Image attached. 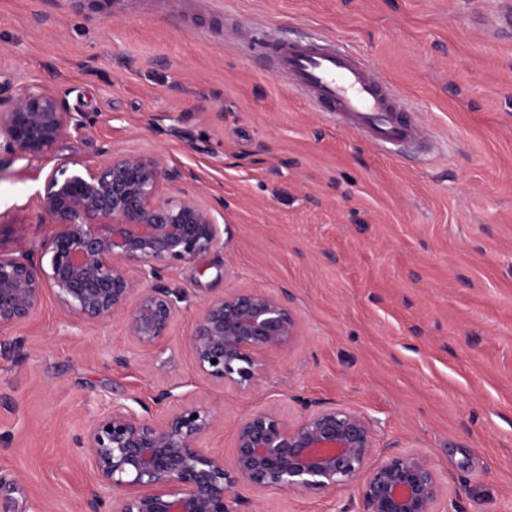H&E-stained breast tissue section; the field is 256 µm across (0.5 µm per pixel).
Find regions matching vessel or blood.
<instances>
[{
  "mask_svg": "<svg viewBox=\"0 0 512 512\" xmlns=\"http://www.w3.org/2000/svg\"><path fill=\"white\" fill-rule=\"evenodd\" d=\"M274 73L379 145L415 140L417 126L385 81L356 55L322 41L272 42Z\"/></svg>",
  "mask_w": 512,
  "mask_h": 512,
  "instance_id": "obj_1",
  "label": "vessel or blood"
}]
</instances>
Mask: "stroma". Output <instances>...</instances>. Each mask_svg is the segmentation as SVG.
Returning a JSON list of instances; mask_svg holds the SVG:
<instances>
[{"label":"stroma","instance_id":"1","mask_svg":"<svg viewBox=\"0 0 512 512\" xmlns=\"http://www.w3.org/2000/svg\"><path fill=\"white\" fill-rule=\"evenodd\" d=\"M318 32L410 100L419 139L383 153L269 72L264 40ZM0 67L88 115L50 157L0 159V251L41 255L46 176L112 150L230 204L226 246L167 272L182 300L157 351L50 294L0 335V512H80L96 479L77 435L119 396L168 415L152 397L174 384L223 413L207 450L231 452L255 410L335 402L370 419L376 449L426 453L463 491L445 512H512V0H0ZM235 288L288 291L300 320L250 392L199 376L188 341ZM238 494V512L346 503Z\"/></svg>","mask_w":512,"mask_h":512}]
</instances>
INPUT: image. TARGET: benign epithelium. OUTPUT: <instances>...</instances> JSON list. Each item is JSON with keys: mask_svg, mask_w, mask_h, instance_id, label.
I'll list each match as a JSON object with an SVG mask.
<instances>
[{"mask_svg": "<svg viewBox=\"0 0 512 512\" xmlns=\"http://www.w3.org/2000/svg\"><path fill=\"white\" fill-rule=\"evenodd\" d=\"M82 122L54 90L17 92L0 69V155L45 159ZM183 179L160 157L127 151L97 165L55 167L36 198L39 221L56 227L48 264L0 251V333L28 320L50 291L65 315L86 324L117 319L139 345L158 348L180 300L163 283L166 271L211 251L228 233L219 222L224 200L162 193ZM298 336L287 293L240 289L203 304L189 343L201 376L246 392L266 377L268 356ZM134 403L112 402L78 440L112 491L108 500L89 491L83 512H237L231 502L238 487L351 491L342 512H443L448 488L429 457L390 450L372 461L371 423L354 409L310 401L293 418L258 410L238 421L226 458L201 446L224 421L214 408L183 406L158 420L144 402Z\"/></svg>", "mask_w": 512, "mask_h": 512, "instance_id": "obj_1", "label": "benign epithelium"}]
</instances>
